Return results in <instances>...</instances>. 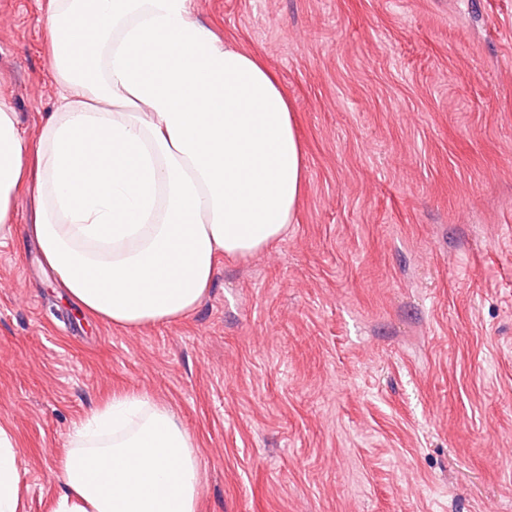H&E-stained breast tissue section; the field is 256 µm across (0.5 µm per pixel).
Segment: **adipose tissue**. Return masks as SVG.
Here are the masks:
<instances>
[{
    "label": "adipose tissue",
    "instance_id": "1",
    "mask_svg": "<svg viewBox=\"0 0 512 512\" xmlns=\"http://www.w3.org/2000/svg\"><path fill=\"white\" fill-rule=\"evenodd\" d=\"M60 88L37 142L0 98V236L24 232L91 320L135 330L193 313L224 257L293 223L305 187L295 112L256 53L192 0H47ZM17 436L0 425V512H22ZM48 512H200L199 443L170 408L116 390L75 423Z\"/></svg>",
    "mask_w": 512,
    "mask_h": 512
}]
</instances>
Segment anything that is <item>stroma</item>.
I'll use <instances>...</instances> for the list:
<instances>
[{"label": "stroma", "instance_id": "obj_1", "mask_svg": "<svg viewBox=\"0 0 512 512\" xmlns=\"http://www.w3.org/2000/svg\"><path fill=\"white\" fill-rule=\"evenodd\" d=\"M46 0H0V97L58 105ZM280 76L306 162L294 224L183 321L77 311L0 241V424L24 512L115 389L200 443V512H512V0H194Z\"/></svg>", "mask_w": 512, "mask_h": 512}]
</instances>
